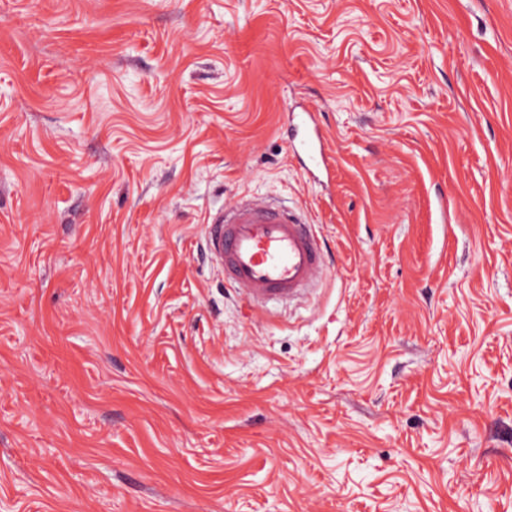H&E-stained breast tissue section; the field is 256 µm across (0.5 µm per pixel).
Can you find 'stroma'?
<instances>
[{
  "mask_svg": "<svg viewBox=\"0 0 512 512\" xmlns=\"http://www.w3.org/2000/svg\"><path fill=\"white\" fill-rule=\"evenodd\" d=\"M0 512H512V0H0ZM306 116L299 126L291 125L290 146L301 168L315 184L324 183L323 173L329 178V158L326 154L327 138L314 112H305ZM207 249L231 283L252 303L293 300L327 269L311 224L288 208L247 197L206 222Z\"/></svg>",
  "mask_w": 512,
  "mask_h": 512,
  "instance_id": "1",
  "label": "stroma"
}]
</instances>
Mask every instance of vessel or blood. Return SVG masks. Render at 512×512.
<instances>
[{"label": "vessel or blood", "instance_id": "vessel-or-blood-1", "mask_svg": "<svg viewBox=\"0 0 512 512\" xmlns=\"http://www.w3.org/2000/svg\"><path fill=\"white\" fill-rule=\"evenodd\" d=\"M326 141L312 112L291 130L293 155L316 183L331 167ZM206 242L225 280L256 304L299 297L327 268L322 244L299 213L247 197L209 217Z\"/></svg>", "mask_w": 512, "mask_h": 512}]
</instances>
